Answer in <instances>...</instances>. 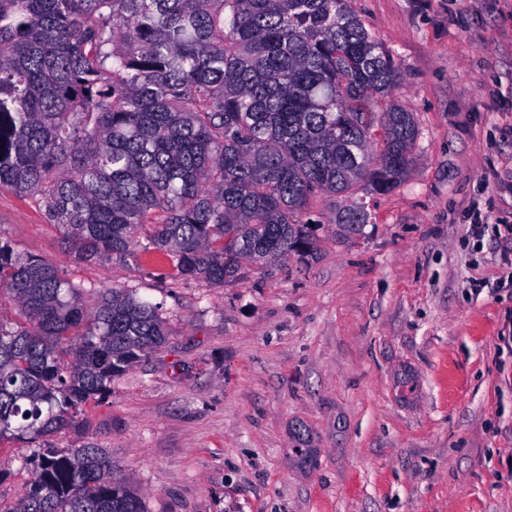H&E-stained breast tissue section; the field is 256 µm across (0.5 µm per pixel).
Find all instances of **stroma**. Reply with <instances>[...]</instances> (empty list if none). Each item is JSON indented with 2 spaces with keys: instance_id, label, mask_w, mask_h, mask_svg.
<instances>
[{
  "instance_id": "obj_1",
  "label": "stroma",
  "mask_w": 512,
  "mask_h": 512,
  "mask_svg": "<svg viewBox=\"0 0 512 512\" xmlns=\"http://www.w3.org/2000/svg\"><path fill=\"white\" fill-rule=\"evenodd\" d=\"M402 77L413 163L369 221L312 206L317 250L221 286L163 255L75 263L35 200L0 236L90 288L160 304L165 343L83 405L55 448H101L146 512H512V0H356ZM488 221L470 233V209ZM0 445V502L33 476Z\"/></svg>"
}]
</instances>
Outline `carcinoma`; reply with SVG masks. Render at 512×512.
I'll return each mask as SVG.
<instances>
[{
	"label": "carcinoma",
	"instance_id": "1",
	"mask_svg": "<svg viewBox=\"0 0 512 512\" xmlns=\"http://www.w3.org/2000/svg\"><path fill=\"white\" fill-rule=\"evenodd\" d=\"M355 0H0V187L30 195L75 260L138 258L213 285L314 254L318 198L390 192L418 130ZM381 142L379 157L372 146ZM365 203L332 223L366 224ZM0 442L74 422L165 341L132 288L84 290L0 239ZM8 512H145L101 448L38 447Z\"/></svg>",
	"mask_w": 512,
	"mask_h": 512
}]
</instances>
